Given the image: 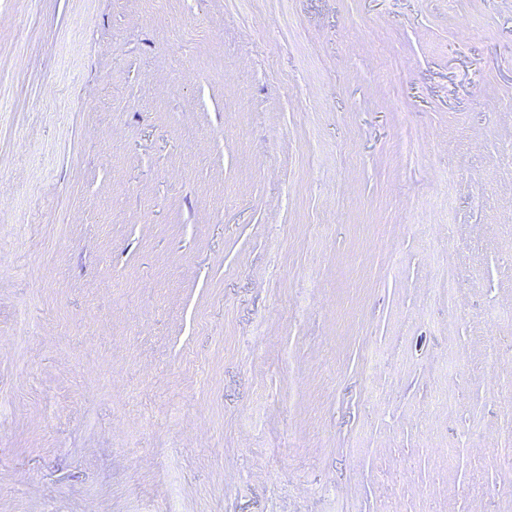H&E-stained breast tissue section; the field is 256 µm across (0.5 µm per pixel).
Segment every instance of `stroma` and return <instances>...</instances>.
Returning a JSON list of instances; mask_svg holds the SVG:
<instances>
[{"label":"stroma","instance_id":"obj_1","mask_svg":"<svg viewBox=\"0 0 512 512\" xmlns=\"http://www.w3.org/2000/svg\"><path fill=\"white\" fill-rule=\"evenodd\" d=\"M0 512H512V0H0Z\"/></svg>","mask_w":512,"mask_h":512}]
</instances>
